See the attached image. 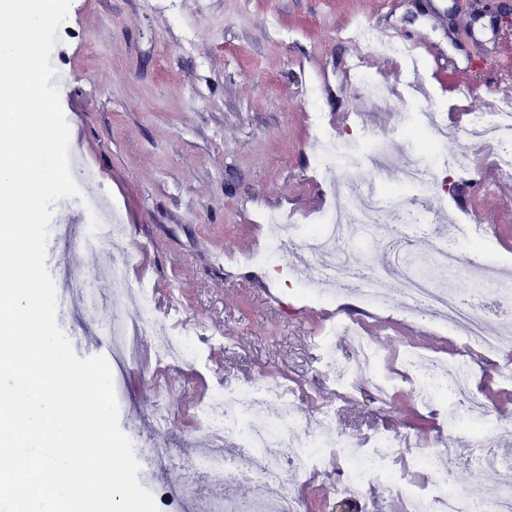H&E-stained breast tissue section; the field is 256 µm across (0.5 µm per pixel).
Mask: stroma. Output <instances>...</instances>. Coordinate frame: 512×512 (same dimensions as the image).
<instances>
[{
	"mask_svg": "<svg viewBox=\"0 0 512 512\" xmlns=\"http://www.w3.org/2000/svg\"><path fill=\"white\" fill-rule=\"evenodd\" d=\"M368 15L440 48L459 71L462 108L449 113V125H464L467 111L483 107L489 91L512 85V52L500 48L492 14L456 11L455 0L71 2L51 63L67 76L59 95L70 145L95 167L96 177L79 182V197L59 199L51 221L81 223L80 199L107 195L125 225L122 252L130 270L150 282L157 313L176 315L178 328L190 331L205 356L200 367L159 366L145 336L138 363L124 374L117 405L127 437L150 421L157 397L172 409L162 458L143 483L157 512H188L191 506L187 499H166L168 488L207 491L203 481L189 483L185 470L204 440L193 399L258 375L287 379L304 415L334 406L321 430L365 448L384 430L417 433L431 442L447 437L442 413L418 403L400 377V355L411 348L447 360L465 357L472 385L488 405L487 425L512 423V393L499 380L512 352L488 355L438 326L417 331L403 309L406 296L396 275L384 277L379 305L354 295L344 302L308 297L297 286L274 304L267 297L274 282L261 265L246 261L270 243L261 223L267 212L294 215L304 226L347 197L342 168L328 175L315 170L312 111L322 112L326 129L344 141L355 140L362 125H378L386 135L400 125L404 102L379 111L364 89L342 77L346 49L339 32ZM481 53L493 65L475 80L470 63ZM475 164L472 174H452L450 188L419 195L403 191L397 168L376 178L403 193L422 221L490 214L486 262L512 275V178L500 177L484 150H477ZM114 257L104 248L56 247L49 259L57 269V296L83 288L91 276L100 302L135 313L130 298H112L109 283L97 276ZM330 311L369 336L384 353L386 370L397 373L385 398L366 383L338 398L321 373L311 339ZM59 326L78 357L96 356L105 337L98 319L73 308ZM475 443L472 433L461 431L455 452L443 461L457 487L472 495L498 480L497 471L474 467ZM339 473L332 461L304 479L284 468L282 479L297 487L302 512H336L333 481Z\"/></svg>",
	"mask_w": 512,
	"mask_h": 512,
	"instance_id": "obj_1",
	"label": "stroma"
}]
</instances>
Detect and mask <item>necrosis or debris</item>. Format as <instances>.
<instances>
[{
	"instance_id": "necrosis-or-debris-1",
	"label": "necrosis or debris",
	"mask_w": 512,
	"mask_h": 512,
	"mask_svg": "<svg viewBox=\"0 0 512 512\" xmlns=\"http://www.w3.org/2000/svg\"><path fill=\"white\" fill-rule=\"evenodd\" d=\"M358 38L366 47L400 60L402 88L395 92L385 89L362 64L353 71L356 85L378 97L393 96L409 102L410 111L402 115L409 132L428 128L441 137H456L457 132L449 128L443 109L430 104L429 93L419 84V58L398 40H381L368 26L359 31ZM466 131L479 145L491 146L490 159L500 174L512 176V98L490 96L485 108L470 113ZM374 163L380 169L397 166L403 184L428 191L436 186L441 167L468 173L474 168L475 158L469 148L463 147L438 157L432 165L386 144L377 149ZM348 196L347 204L332 208L322 222L309 226V243L336 245L361 236L381 245L393 236L396 216L405 210L398 195L368 180L364 169L354 168L349 172ZM75 231L95 246L118 247L124 237L122 224H103L93 217L76 230L61 224L50 225L48 239L57 245ZM127 266V260L115 261L110 278L115 296L133 297L136 313L112 311L110 306L92 302L89 289L80 291L85 311L101 317L110 338V365L122 367L136 362L139 338L147 333L155 338L156 364L199 363L200 355L187 339L169 333L164 319L155 315L148 284L131 285ZM319 274L325 282L357 292L365 303L381 301V277L369 269L325 260ZM400 276L412 314L476 341L487 352L512 348V333L491 327L484 315L447 289L437 287L431 278L405 269ZM333 340V332H326L320 349L338 390H346L353 381L362 379L378 395H386L390 379L382 370V356L377 348L368 340L359 339L355 363L340 366L336 363ZM401 362L422 403H447L449 424L486 418L487 406L474 391L470 374L460 361L437 364L409 352ZM193 410L212 446L211 451L195 457V470L210 486L227 491L246 479L258 481L264 493L253 504V512H302L300 498L292 487L280 481L282 467H291L297 475L306 477L323 468L331 455L344 463L342 475L336 481V496L342 500L366 504L367 487L376 481L401 495L407 512H474L479 504L489 507L491 512H512L511 475L502 477L498 487L483 499L465 494L449 483L440 461L452 452L453 440L443 439L430 447L418 437L383 433L369 447L360 448L346 437L324 436L318 426L330 417V410H321L313 419L303 416L295 391L277 380L258 377L246 386L225 388L198 400ZM228 441L232 442L235 455H217V448ZM403 456L409 457L413 468L427 471L425 485H414L394 471V460Z\"/></svg>"
}]
</instances>
